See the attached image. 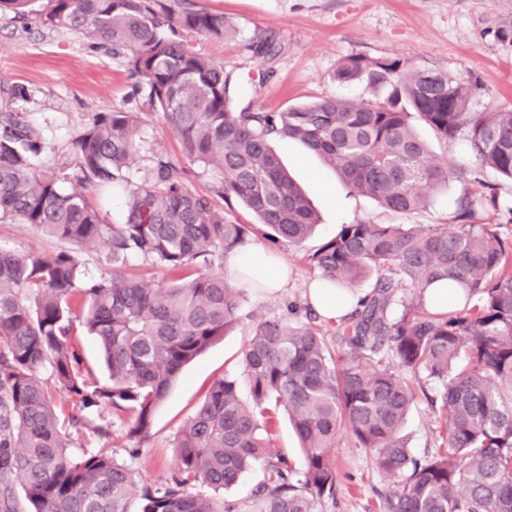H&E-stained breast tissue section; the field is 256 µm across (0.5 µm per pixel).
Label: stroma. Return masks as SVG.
Instances as JSON below:
<instances>
[{
	"instance_id": "obj_1",
	"label": "stroma",
	"mask_w": 512,
	"mask_h": 512,
	"mask_svg": "<svg viewBox=\"0 0 512 512\" xmlns=\"http://www.w3.org/2000/svg\"><path fill=\"white\" fill-rule=\"evenodd\" d=\"M211 11L224 13L235 32L218 40L191 36L201 55L221 62L236 75L247 96L265 110L320 98L341 97L371 101L373 93L359 82L342 83L335 77L340 62L351 56L401 59L419 67L448 72L471 70L483 87L471 102L473 111L492 105L512 110V46L501 44L487 29L499 17L512 15V0H199ZM27 20L13 12H0V77L27 87L29 97L15 102L33 126L40 129L48 146L42 166L74 168L72 142L96 113L126 105L131 81L124 57L97 48L94 40L65 29L43 25L37 16L42 5L35 0ZM270 38L278 49L271 61L254 53L258 38ZM137 141V168H144L153 152L181 157L177 136L159 113L142 116ZM285 166L318 212L314 234L301 247H282L277 255L288 265L287 283L273 295L245 287L242 319L189 363L172 384L153 416L149 439L136 458L126 452L122 420L103 414L92 417L91 429L80 437L84 449L103 450L131 466L150 481L166 478L172 471L174 441L210 386L232 377L238 393L250 400L241 358L253 325L259 319L283 315L295 305V318L312 325L328 347L336 345V323L314 311L307 298L309 282L318 270L310 255L340 225L449 224L466 182H452L427 209L407 217L379 207L338 180L334 171L301 144L276 143ZM0 247L22 253H45L58 243L39 230L0 221ZM418 397L410 410L403 434L412 456L433 454L440 442L444 420L428 404L426 393L437 382L426 373H406ZM110 432L96 433L100 423ZM341 483L335 499H324L318 512H380V494L390 480L377 472L364 449L342 437L334 450Z\"/></svg>"
}]
</instances>
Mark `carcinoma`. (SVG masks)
Returning <instances> with one entry per match:
<instances>
[{
	"label": "carcinoma",
	"mask_w": 512,
	"mask_h": 512,
	"mask_svg": "<svg viewBox=\"0 0 512 512\" xmlns=\"http://www.w3.org/2000/svg\"><path fill=\"white\" fill-rule=\"evenodd\" d=\"M178 4L46 0L44 25L126 58L136 102L98 113L77 136L73 175L35 165L41 134L9 107L27 89L0 78V221L64 244L47 254L0 248V512H18L16 480L28 512H237L224 493L258 464L267 480L257 512H317L336 496L334 448L344 435L391 479L381 512H512V242L500 233L495 187L482 182L461 197L452 224L340 225L310 261L333 287L355 290L371 276L374 284L337 327L336 352L305 324L257 321L243 353L252 403L240 399L236 380L215 381L175 438L170 479L150 482L112 454L73 450L89 420L60 418L41 370L81 410L126 418L133 457L180 370L240 321L242 289L210 266L257 240L299 247L310 236L316 214L273 142H301L350 189L395 214L427 207L467 176L429 161L415 120L448 146L465 142L480 166L512 180V110L472 111L482 89L474 76L352 56L336 80L363 81L383 100L322 98L266 111L188 39H223L232 21ZM491 32L512 46V17L494 20ZM144 108L217 176L212 194L190 190L184 167L163 154L143 178L131 171ZM112 187L129 198L122 224L103 223L90 200V190ZM235 204L257 223L233 220ZM88 244L103 249L112 273H83L71 247ZM130 259L166 278L145 284L122 269ZM448 280L465 299L448 313L399 298L401 288ZM81 335L97 340L110 383L81 371ZM404 370L439 383L430 402L445 428L423 461L401 434L415 402ZM281 410L303 451L299 474L271 446L269 425Z\"/></svg>",
	"instance_id": "obj_1"
}]
</instances>
